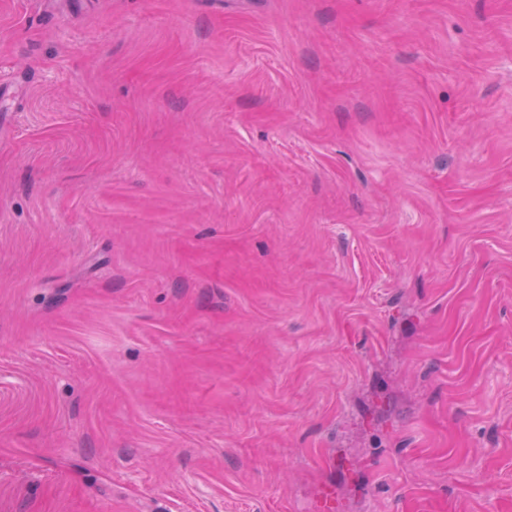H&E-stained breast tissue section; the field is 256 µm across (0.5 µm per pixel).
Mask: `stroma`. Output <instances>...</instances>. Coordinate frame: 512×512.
Wrapping results in <instances>:
<instances>
[{
	"instance_id": "1",
	"label": "stroma",
	"mask_w": 512,
	"mask_h": 512,
	"mask_svg": "<svg viewBox=\"0 0 512 512\" xmlns=\"http://www.w3.org/2000/svg\"><path fill=\"white\" fill-rule=\"evenodd\" d=\"M0 512H512V0H0Z\"/></svg>"
}]
</instances>
